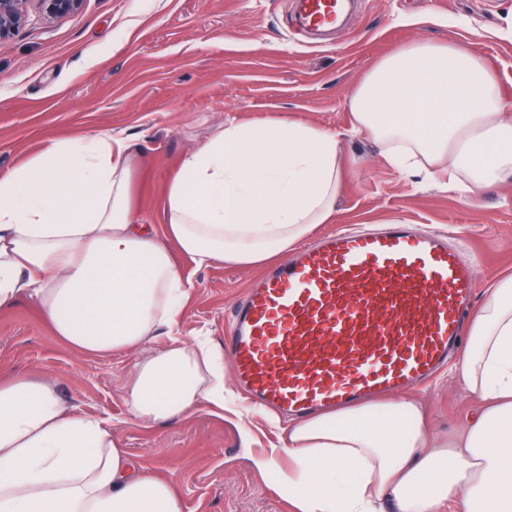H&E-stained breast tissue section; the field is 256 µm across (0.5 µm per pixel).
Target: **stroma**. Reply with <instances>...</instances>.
Masks as SVG:
<instances>
[{
    "label": "stroma",
    "mask_w": 512,
    "mask_h": 512,
    "mask_svg": "<svg viewBox=\"0 0 512 512\" xmlns=\"http://www.w3.org/2000/svg\"><path fill=\"white\" fill-rule=\"evenodd\" d=\"M421 41H452L482 57L499 74L512 115V0H361L325 41L300 27L292 0H84L53 22L33 14L0 43V171L79 132L138 138L132 201L157 224L180 159L227 120L333 130L344 148L342 191L317 235L394 219L441 232L466 244L480 302L488 285L512 274V183L470 206L443 186L404 178L371 141L350 133L359 82L397 48ZM184 268L194 288L180 335L223 345L227 313L258 268ZM137 359L74 353L28 300L0 309V373L44 376L78 410L109 420L134 460L178 488L183 512H292L287 491L252 463L279 446L280 429L238 393L232 372L224 374L231 410L204 403L188 417L145 426L123 396ZM410 393L432 430L446 435L477 409L444 370Z\"/></svg>",
    "instance_id": "obj_1"
}]
</instances>
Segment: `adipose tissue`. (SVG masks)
<instances>
[{
    "label": "adipose tissue",
    "instance_id": "ef3b65f1",
    "mask_svg": "<svg viewBox=\"0 0 512 512\" xmlns=\"http://www.w3.org/2000/svg\"><path fill=\"white\" fill-rule=\"evenodd\" d=\"M353 134L387 164L477 201L512 178V118L496 72L452 43L402 47L350 100ZM135 139L94 131L55 140L0 171V308L29 299L82 356L132 351L131 418L154 425L227 405L224 354L179 336L198 266H258L332 222L341 143L305 123L230 120L171 178L162 229L130 199ZM458 355L478 409L457 436L428 426L400 394L289 422L282 448L255 457L295 512H512V276L487 292ZM287 456V469L276 460ZM0 512H183L175 485L138 466L108 420L53 384L0 375Z\"/></svg>",
    "mask_w": 512,
    "mask_h": 512
}]
</instances>
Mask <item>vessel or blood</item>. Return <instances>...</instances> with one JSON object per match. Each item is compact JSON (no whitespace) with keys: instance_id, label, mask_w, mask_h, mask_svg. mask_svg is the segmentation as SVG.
I'll use <instances>...</instances> for the list:
<instances>
[{"instance_id":"b4317fda","label":"vessel or blood","mask_w":512,"mask_h":512,"mask_svg":"<svg viewBox=\"0 0 512 512\" xmlns=\"http://www.w3.org/2000/svg\"><path fill=\"white\" fill-rule=\"evenodd\" d=\"M311 32L340 0H298ZM475 288L462 244L392 221L333 232L262 272L229 313L224 348L261 404L303 415L426 381L456 352Z\"/></svg>"}]
</instances>
